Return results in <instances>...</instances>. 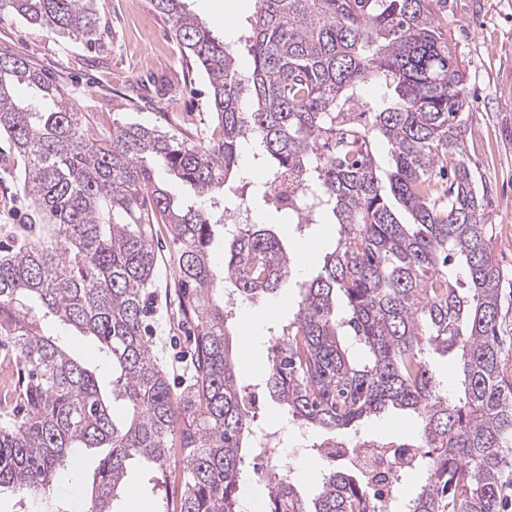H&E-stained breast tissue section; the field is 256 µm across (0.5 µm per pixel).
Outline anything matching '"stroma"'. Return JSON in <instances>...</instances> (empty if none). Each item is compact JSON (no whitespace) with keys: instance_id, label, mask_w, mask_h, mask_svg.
<instances>
[{"instance_id":"35a3bbf8","label":"stroma","mask_w":512,"mask_h":512,"mask_svg":"<svg viewBox=\"0 0 512 512\" xmlns=\"http://www.w3.org/2000/svg\"><path fill=\"white\" fill-rule=\"evenodd\" d=\"M96 3L106 26L100 47L90 50L72 41L49 38L40 28L2 11L0 51L24 53L49 77L71 90L76 103L92 104L102 133L111 132L117 120L154 126L191 141L207 136L209 89L198 68L174 51L170 22L154 11L150 0ZM188 4L192 13L235 50L239 68L249 69L252 60L238 37L254 12L255 0H188ZM434 10L452 55L466 74L468 135L464 156L487 187L483 209L493 226L489 249L507 278L501 336L505 354L512 359V0H436ZM21 168L9 140L1 135L0 228L4 230L29 223L32 214L19 189ZM334 238L333 225H313L305 239L318 244L320 255L312 259L309 268L292 274L288 284L273 295L239 302L233 328L238 342L249 345L248 350L238 353L245 382L257 381V369L268 363L271 317L288 316V306L298 296V283L316 275L321 256L330 251ZM151 241L159 261L146 301V335L172 389L177 390L190 376V338L196 328L181 322L177 315L178 245L160 224L153 226ZM48 332L59 337L103 381L111 380L112 365L100 356L90 337L55 326ZM254 412L259 425L280 429L282 447L310 448L325 438L321 429L293 421L285 406L270 395H262ZM357 429L361 436L388 441L414 432L411 419L395 409L383 417L361 421ZM98 462L95 452L80 455L58 475L52 497L69 504L72 489L82 487ZM129 479L135 492L116 503L117 512H156L161 498L173 503L179 500L176 486L163 492L152 489L141 463L131 464Z\"/></svg>"}]
</instances>
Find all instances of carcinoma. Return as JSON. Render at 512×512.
Here are the masks:
<instances>
[{
	"instance_id": "obj_1",
	"label": "carcinoma",
	"mask_w": 512,
	"mask_h": 512,
	"mask_svg": "<svg viewBox=\"0 0 512 512\" xmlns=\"http://www.w3.org/2000/svg\"><path fill=\"white\" fill-rule=\"evenodd\" d=\"M172 20V39L210 85L212 135L188 141L142 124L97 116L23 54L0 52V133L23 163L20 189L33 222L0 250V337L23 375L18 406L0 397V488L49 498L74 454L108 449L90 480L88 512H114L129 464L170 474L186 461L179 512H237L246 461L265 452L232 357L226 286L244 300L275 293L292 257L270 224H249L224 251L210 245L231 192L241 147H255L265 209L296 223L334 224L323 265L301 284L297 310L270 328L264 388L293 419L333 435L390 409L409 413L405 444L419 457L386 503L353 469L330 470L308 507L280 472L266 474V512H503L512 487V365L498 335L503 276L488 242L464 159L467 101L434 0H255L240 41L253 67L186 8L151 0ZM50 38L92 47L102 37L95 0H0ZM33 91L20 103L11 89ZM374 84L382 105L363 101ZM390 146L388 167L373 145ZM453 164H448V156ZM189 184L175 199L155 168ZM303 183L302 212L271 194L282 176ZM180 244V304L197 322L192 375L180 393L143 336L157 256L151 225ZM459 260L468 288L448 280ZM49 323L96 338L112 363L110 390L47 334ZM455 355L464 397L442 394L425 351ZM423 482L400 496L402 478Z\"/></svg>"
}]
</instances>
